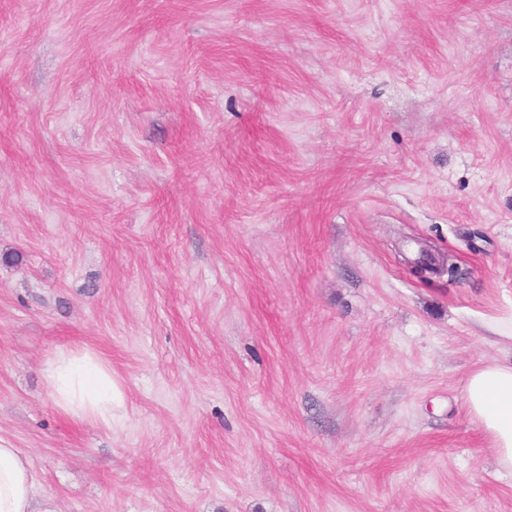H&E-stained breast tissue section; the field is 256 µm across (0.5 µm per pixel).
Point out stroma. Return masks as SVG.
Returning a JSON list of instances; mask_svg holds the SVG:
<instances>
[{
	"instance_id": "obj_1",
	"label": "stroma",
	"mask_w": 512,
	"mask_h": 512,
	"mask_svg": "<svg viewBox=\"0 0 512 512\" xmlns=\"http://www.w3.org/2000/svg\"><path fill=\"white\" fill-rule=\"evenodd\" d=\"M511 311L512 0H0V445L38 512H512L464 401ZM76 348L111 426L53 403ZM43 374L58 409L84 422L111 426L122 393L112 369L98 355L89 350L58 352L45 361Z\"/></svg>"
}]
</instances>
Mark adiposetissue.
Instances as JSON below:
<instances>
[{"label": "adipose tissue", "instance_id": "obj_1", "mask_svg": "<svg viewBox=\"0 0 512 512\" xmlns=\"http://www.w3.org/2000/svg\"><path fill=\"white\" fill-rule=\"evenodd\" d=\"M43 374L58 409L84 422L111 426L122 393L111 368L93 352L69 350L44 363ZM465 402L492 442L498 465L512 471V364L475 368L465 385ZM36 476L28 457L0 446V512H33Z\"/></svg>", "mask_w": 512, "mask_h": 512}]
</instances>
